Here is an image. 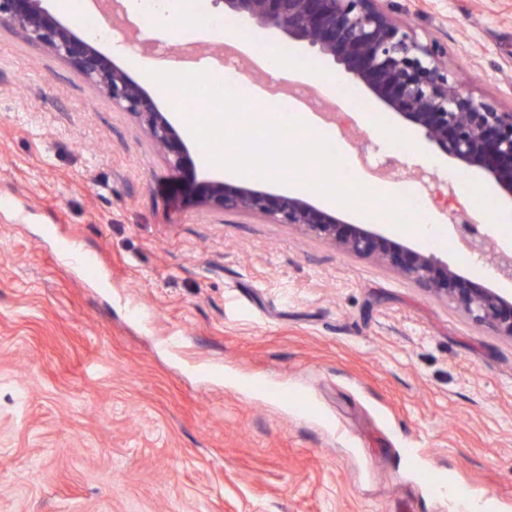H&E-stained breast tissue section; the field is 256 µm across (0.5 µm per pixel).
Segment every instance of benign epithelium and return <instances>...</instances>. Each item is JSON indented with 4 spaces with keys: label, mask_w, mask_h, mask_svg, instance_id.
<instances>
[{
    "label": "benign epithelium",
    "mask_w": 512,
    "mask_h": 512,
    "mask_svg": "<svg viewBox=\"0 0 512 512\" xmlns=\"http://www.w3.org/2000/svg\"><path fill=\"white\" fill-rule=\"evenodd\" d=\"M224 14L246 26L277 30L330 56L353 73L390 111L423 131L426 139L462 167L477 166L512 200V110L477 100L463 91L448 69L447 50L437 40L422 42L391 14V0H213ZM0 26L53 52L132 114L168 167L179 175L193 161L168 113L146 89L109 62L89 41L52 18L42 0H0ZM193 203L220 214L239 210L278 224L298 226L344 251L374 256L431 294L445 298L473 321L512 340V293L462 279L432 254L399 245L368 224H348L334 212L293 194L273 195L224 179L193 188ZM452 233L471 255L487 258L493 276L512 281V254L499 249L489 229L454 224Z\"/></svg>",
    "instance_id": "1"
}]
</instances>
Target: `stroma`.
I'll use <instances>...</instances> for the list:
<instances>
[{"label": "stroma", "instance_id": "35a3bbf8", "mask_svg": "<svg viewBox=\"0 0 512 512\" xmlns=\"http://www.w3.org/2000/svg\"><path fill=\"white\" fill-rule=\"evenodd\" d=\"M476 99L512 109V0H394ZM208 20L153 34L120 0L99 50L161 111L180 102L136 64L220 56ZM136 30L142 45L113 51ZM328 75L347 164L433 174L421 222L512 209L393 119L334 59L244 31ZM136 119L65 61L0 27V512H459L425 470L479 485L512 512V340L476 326L374 258L263 215L213 214ZM75 242L100 269L65 258ZM420 455H411V448Z\"/></svg>", "mask_w": 512, "mask_h": 512}]
</instances>
